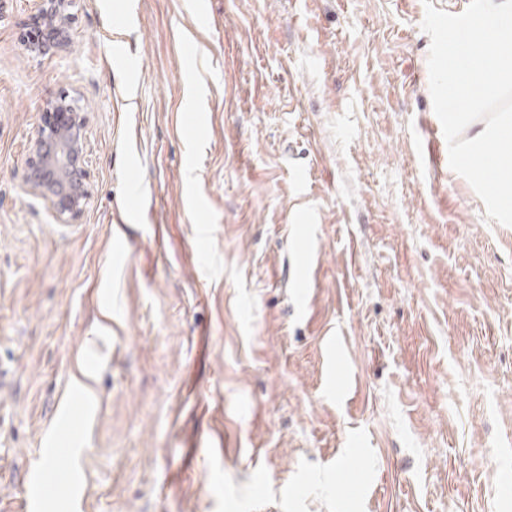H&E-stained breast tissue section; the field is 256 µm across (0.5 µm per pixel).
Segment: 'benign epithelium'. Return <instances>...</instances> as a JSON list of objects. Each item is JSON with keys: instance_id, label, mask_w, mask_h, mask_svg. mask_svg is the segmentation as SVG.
Masks as SVG:
<instances>
[{"instance_id": "1", "label": "benign epithelium", "mask_w": 512, "mask_h": 512, "mask_svg": "<svg viewBox=\"0 0 512 512\" xmlns=\"http://www.w3.org/2000/svg\"><path fill=\"white\" fill-rule=\"evenodd\" d=\"M78 5L79 0H32L21 37L24 53L38 59L70 46ZM88 126L89 112L80 98L61 89L45 102L31 140L24 185L64 224L78 221L92 197L85 161Z\"/></svg>"}]
</instances>
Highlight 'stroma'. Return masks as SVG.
<instances>
[{
	"mask_svg": "<svg viewBox=\"0 0 512 512\" xmlns=\"http://www.w3.org/2000/svg\"><path fill=\"white\" fill-rule=\"evenodd\" d=\"M7 13L0 512H512V227L429 163L423 0H82L41 60ZM63 88L73 224L24 186Z\"/></svg>",
	"mask_w": 512,
	"mask_h": 512,
	"instance_id": "35a3bbf8",
	"label": "stroma"
}]
</instances>
